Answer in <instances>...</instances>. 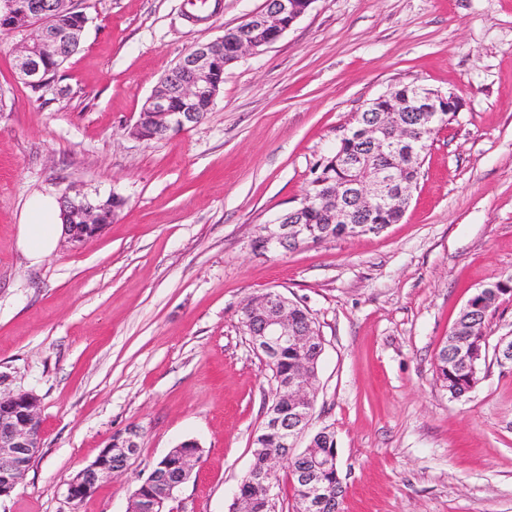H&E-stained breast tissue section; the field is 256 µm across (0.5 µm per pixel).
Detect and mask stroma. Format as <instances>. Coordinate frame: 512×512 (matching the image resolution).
I'll return each mask as SVG.
<instances>
[{
    "label": "stroma",
    "mask_w": 512,
    "mask_h": 512,
    "mask_svg": "<svg viewBox=\"0 0 512 512\" xmlns=\"http://www.w3.org/2000/svg\"><path fill=\"white\" fill-rule=\"evenodd\" d=\"M78 51L39 89L0 34V390L40 402L43 447L0 512H127L185 439L203 455L179 512H230L271 402L239 323L276 290L324 339L313 429L336 435L342 512H512V370L487 357L449 398L436 353L466 301L512 277V0H314L224 70L197 125L130 135L195 43L264 0H86ZM407 83L457 94L398 223L377 235L256 250L302 201L318 160L369 100ZM125 204L101 235L33 265L17 226L34 194ZM142 431L130 468L74 502L67 483L112 435Z\"/></svg>",
    "instance_id": "stroma-1"
}]
</instances>
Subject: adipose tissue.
<instances>
[{
	"label": "adipose tissue",
	"instance_id": "obj_1",
	"mask_svg": "<svg viewBox=\"0 0 512 512\" xmlns=\"http://www.w3.org/2000/svg\"><path fill=\"white\" fill-rule=\"evenodd\" d=\"M64 232L60 208L55 198L39 195L26 204L23 221L18 226V247L30 264L34 265L54 252Z\"/></svg>",
	"mask_w": 512,
	"mask_h": 512
}]
</instances>
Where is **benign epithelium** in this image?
<instances>
[{"label": "benign epithelium", "mask_w": 512, "mask_h": 512, "mask_svg": "<svg viewBox=\"0 0 512 512\" xmlns=\"http://www.w3.org/2000/svg\"><path fill=\"white\" fill-rule=\"evenodd\" d=\"M315 0H264L263 8L251 14L245 27L233 28L234 37L229 46L224 38L197 43L180 59L182 79L162 81L149 96L140 112L136 126L147 125L155 137L180 132L200 122L202 106L212 105L218 87L214 79L217 58L224 57V64L238 61L243 54H258L276 42L311 7ZM4 7L33 22L26 28L28 35L17 48L14 56L16 70L25 84L40 88L47 82L43 60L58 53L72 41L78 39L79 31L58 25L51 14L41 8L40 0H6ZM179 99L180 109L172 108L173 99ZM448 101V111H460L458 96L442 93L426 87H418L412 100L396 102L379 121L365 128L364 138L371 142L372 149L386 153L395 148L415 156L426 150L423 136L412 132L399 118L400 112H411L414 123L428 133H433L444 119L436 110L441 100ZM397 164L377 165L366 169L361 181L332 185L325 194L313 203L306 199L296 208L276 219V223L265 226L258 236L262 250L266 252L286 248L310 232L311 225L305 223L306 213L315 205L328 204L330 214L339 219L352 217V208L376 209L398 207L407 209L410 198ZM63 224L68 228L69 240L82 244L97 237L110 221L112 211L86 196H63L61 213ZM250 309L260 317V322L251 331L249 342L263 359L275 357L287 346L306 351L315 336L301 332L291 326L289 299L280 293L266 292L252 298ZM495 357L503 367L512 366V336H503L494 348ZM280 396L288 402V409L275 403L264 415L267 429L279 434L286 451L271 454L266 459L264 471L255 479L273 483L280 465L292 455L297 441L306 436L310 425L288 426V414L300 421L312 418L316 388L312 379L293 377L280 386ZM42 418L39 400L31 392L0 393V500L11 496L17 489L36 451L42 447ZM141 430L130 426L109 441L96 459L81 469L69 481L67 493L70 500L80 502L91 496L101 484L112 481L124 473L140 448ZM176 447L153 467L141 482L152 486L151 495L144 497L136 489L131 498L129 512H174L170 504L176 501L182 486L190 479L198 459L188 453L179 455L178 470L167 471V461L176 455ZM305 486V504L308 509H321L325 496L321 483L313 476L301 478Z\"/></svg>", "instance_id": "obj_1"}]
</instances>
